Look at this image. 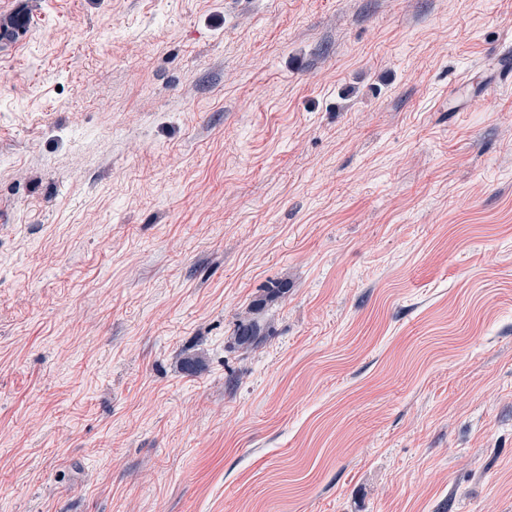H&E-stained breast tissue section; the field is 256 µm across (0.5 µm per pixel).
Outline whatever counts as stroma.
Instances as JSON below:
<instances>
[{
    "label": "stroma",
    "mask_w": 512,
    "mask_h": 512,
    "mask_svg": "<svg viewBox=\"0 0 512 512\" xmlns=\"http://www.w3.org/2000/svg\"><path fill=\"white\" fill-rule=\"evenodd\" d=\"M28 12L0 512H512V0ZM262 329L255 318L244 316L237 320L233 331V343L238 347L248 348L261 340Z\"/></svg>",
    "instance_id": "stroma-1"
}]
</instances>
